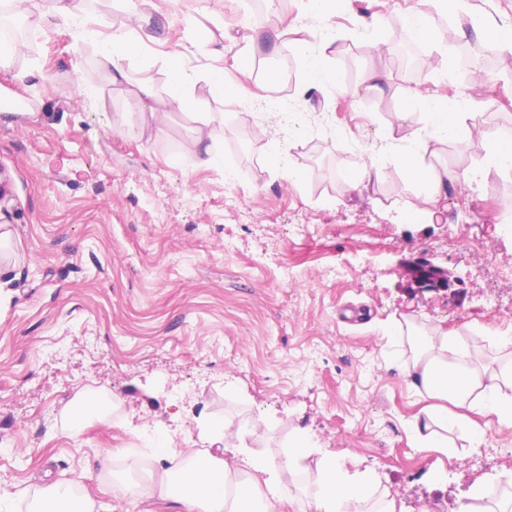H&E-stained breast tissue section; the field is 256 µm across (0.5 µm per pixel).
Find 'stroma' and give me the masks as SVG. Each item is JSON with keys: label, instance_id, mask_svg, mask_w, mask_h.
Here are the masks:
<instances>
[{"label": "stroma", "instance_id": "1", "mask_svg": "<svg viewBox=\"0 0 512 512\" xmlns=\"http://www.w3.org/2000/svg\"><path fill=\"white\" fill-rule=\"evenodd\" d=\"M74 8L85 28H31L26 54L0 65V95L32 103L0 109V512H27L54 480L75 482L95 512H136L113 482L170 468L168 446L210 450L228 417L256 455L309 440L365 473L394 512H456L512 478V427L496 415H476L480 441L452 427L447 452L419 447L425 402L405 372L410 342L391 329L404 316L458 328L477 361L497 364V337L512 336V180L449 185L439 219L406 216L424 201L398 154L428 120L395 121L404 76L379 47L395 21L423 12L425 53L443 59L478 41L471 17L512 29V0L455 12L346 0L327 19L302 0L270 5L289 39L313 49L334 35L340 92L308 89L299 66L292 83L269 81L278 60L250 0H152L164 38L127 70L161 90L168 56L188 51L197 97L224 115L208 167L183 149L191 116L148 136L98 72L100 35L128 19L121 0ZM360 15L373 28L357 27ZM219 69L238 93L216 101L207 82ZM369 69L385 72L380 90L357 91ZM489 88L460 122L512 128V55ZM271 127L277 136H262ZM377 147L383 179L345 194L337 171ZM485 156L482 140L450 141L425 161L462 172ZM472 221L480 255L465 246ZM82 398L111 407L74 434L68 413ZM271 415L274 429L253 431Z\"/></svg>", "mask_w": 512, "mask_h": 512}]
</instances>
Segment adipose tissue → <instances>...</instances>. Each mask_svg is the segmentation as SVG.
<instances>
[{
    "label": "adipose tissue",
    "mask_w": 512,
    "mask_h": 512,
    "mask_svg": "<svg viewBox=\"0 0 512 512\" xmlns=\"http://www.w3.org/2000/svg\"><path fill=\"white\" fill-rule=\"evenodd\" d=\"M148 3L149 0H135L132 14L138 19V26L121 25L108 40L101 42L96 67L106 72L113 84L124 86L128 107L138 114L145 132H162L172 112L195 113L196 126L186 149L196 155L200 164H211L215 158L211 140L215 127L223 124L224 116L199 111L197 78L185 68L182 54L169 59L167 88L162 93L150 82H131L126 71V61L143 55L153 40L152 34L145 30L150 20L145 11ZM332 45V39H325L315 54L302 44L285 41L280 42L279 49L299 54L310 86L335 88L339 80L326 63ZM404 99L405 110L395 115L398 122L415 121L419 105H427L429 109V131L415 148L399 156L401 165L423 192L426 203L436 204L447 184L460 178L458 171L424 164L425 155L437 143L453 140L465 144L474 139L487 142V159L482 168L468 172L469 181L512 170V145H507L504 138L489 137L480 123H460L457 111L426 97L420 90L406 89ZM497 345L500 360L496 367L486 368L471 365L470 345L459 331L437 324L414 337L407 372L420 396L427 401L426 421L415 429L420 447L447 448L446 430L452 423L464 428L473 440H480L482 431L470 417L474 411L493 413L512 426V336L499 337ZM313 454V449L298 439L280 448L275 457L242 451L233 463L209 452L174 449L169 453L172 467L151 484L137 491L124 485L120 491L135 494L144 503L157 498L173 501L181 506L182 512H277L285 476L305 470ZM314 480L318 490L310 503L312 512H349L351 505H363L377 496L376 486L366 482L346 483L335 466L323 460L316 462ZM93 509L90 500L75 494L70 481L46 487L29 505V512H93Z\"/></svg>",
    "instance_id": "obj_1"
}]
</instances>
